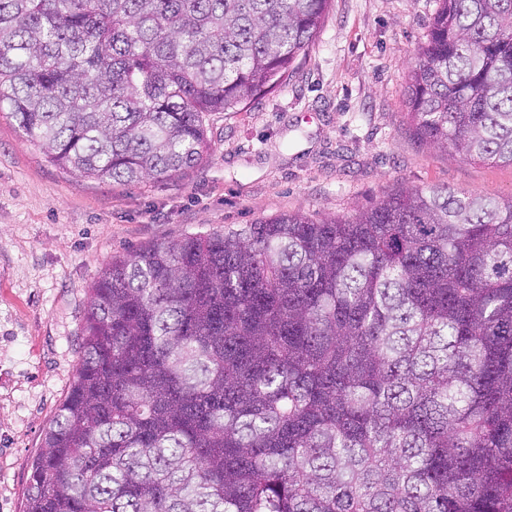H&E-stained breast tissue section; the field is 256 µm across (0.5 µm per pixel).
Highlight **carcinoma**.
Here are the masks:
<instances>
[{
    "mask_svg": "<svg viewBox=\"0 0 512 512\" xmlns=\"http://www.w3.org/2000/svg\"><path fill=\"white\" fill-rule=\"evenodd\" d=\"M329 2L0 0V112L84 177L168 180ZM407 104L512 166V0H441ZM25 512H512V198L400 189L112 258Z\"/></svg>",
    "mask_w": 512,
    "mask_h": 512,
    "instance_id": "carcinoma-1",
    "label": "carcinoma"
}]
</instances>
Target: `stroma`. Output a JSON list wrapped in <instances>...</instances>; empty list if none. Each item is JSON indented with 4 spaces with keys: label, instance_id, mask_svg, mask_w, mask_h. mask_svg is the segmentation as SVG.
<instances>
[{
    "label": "stroma",
    "instance_id": "obj_1",
    "mask_svg": "<svg viewBox=\"0 0 512 512\" xmlns=\"http://www.w3.org/2000/svg\"><path fill=\"white\" fill-rule=\"evenodd\" d=\"M439 0H331L284 84L205 118L198 166L98 182L49 162L0 112V512L75 379L90 288L112 257L283 213L350 216L401 188L512 197V167L452 160L407 118L408 73Z\"/></svg>",
    "mask_w": 512,
    "mask_h": 512
}]
</instances>
